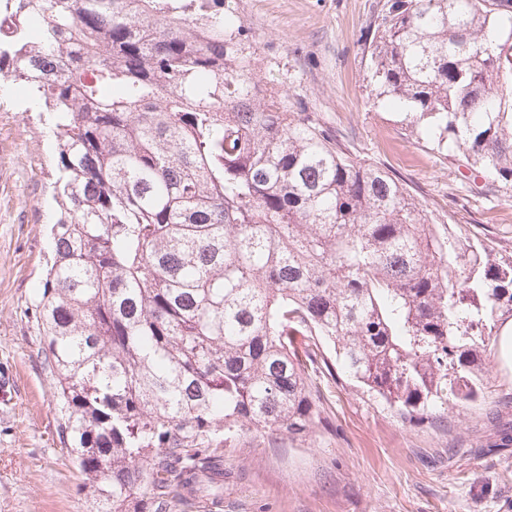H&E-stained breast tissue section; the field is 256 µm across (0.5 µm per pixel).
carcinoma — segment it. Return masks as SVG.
<instances>
[{"label": "carcinoma", "instance_id": "cac0c4a2", "mask_svg": "<svg viewBox=\"0 0 512 512\" xmlns=\"http://www.w3.org/2000/svg\"><path fill=\"white\" fill-rule=\"evenodd\" d=\"M512 0H382L370 94L512 184ZM59 217L34 304L102 512L224 488L217 435L312 436L324 368L409 422L484 398L512 259L434 219L262 73L239 0H0Z\"/></svg>", "mask_w": 512, "mask_h": 512}]
</instances>
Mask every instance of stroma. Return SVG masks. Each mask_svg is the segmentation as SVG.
Listing matches in <instances>:
<instances>
[{"label": "stroma", "instance_id": "stroma-1", "mask_svg": "<svg viewBox=\"0 0 512 512\" xmlns=\"http://www.w3.org/2000/svg\"><path fill=\"white\" fill-rule=\"evenodd\" d=\"M379 0H239L262 68L292 108L319 113L353 157L391 169L438 222L512 257V186L475 189L466 168L369 91L364 34ZM26 86L0 83V512H99L58 436L56 378L32 305L45 279L55 145ZM484 400L424 422L318 372L315 440L244 432L223 447L221 512H512V447L490 448L488 413L512 423V371L497 348Z\"/></svg>", "mask_w": 512, "mask_h": 512}]
</instances>
